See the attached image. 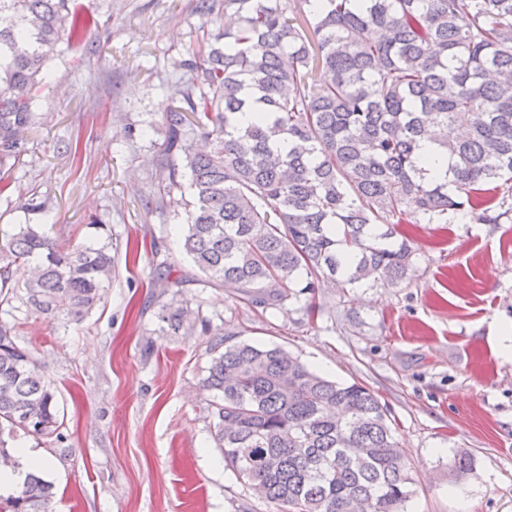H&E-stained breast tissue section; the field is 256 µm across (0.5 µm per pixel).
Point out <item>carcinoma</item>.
Listing matches in <instances>:
<instances>
[{"label": "carcinoma", "instance_id": "cac0c4a2", "mask_svg": "<svg viewBox=\"0 0 512 512\" xmlns=\"http://www.w3.org/2000/svg\"><path fill=\"white\" fill-rule=\"evenodd\" d=\"M215 24L167 105L164 195L186 210L182 248L206 283L259 314L330 284L408 278L400 224L512 217V0H197ZM99 21L79 0H0V170L27 152L47 64ZM256 121L242 128L237 114ZM203 131L208 152L188 134ZM451 178L423 168L424 142ZM188 177L191 199L171 192ZM30 265L21 285L10 268ZM115 276L112 243L60 244L39 224L0 240V306L79 320ZM202 382L224 465L285 512H400L411 495L389 410L277 346L218 337ZM41 365L0 322V458L20 435L63 443ZM34 472L0 512H52Z\"/></svg>", "mask_w": 512, "mask_h": 512}]
</instances>
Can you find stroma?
Returning a JSON list of instances; mask_svg holds the SVG:
<instances>
[{"label":"stroma","instance_id":"stroma-1","mask_svg":"<svg viewBox=\"0 0 512 512\" xmlns=\"http://www.w3.org/2000/svg\"><path fill=\"white\" fill-rule=\"evenodd\" d=\"M98 29L60 44L35 103L28 151L4 178L0 233L40 224L59 241L112 237L116 276L77 321L0 309L41 363L65 441L17 440L48 457L54 512H278L224 467L200 390L217 332L282 347L386 403L413 465L405 512H512V221L405 224L414 273L394 285L320 288L258 316L232 289L156 285L154 251L190 270L183 208L158 193L167 103L202 40L197 0H85ZM45 209L30 213L28 198ZM201 319L170 325L172 312ZM468 451L472 472L450 475Z\"/></svg>","mask_w":512,"mask_h":512}]
</instances>
